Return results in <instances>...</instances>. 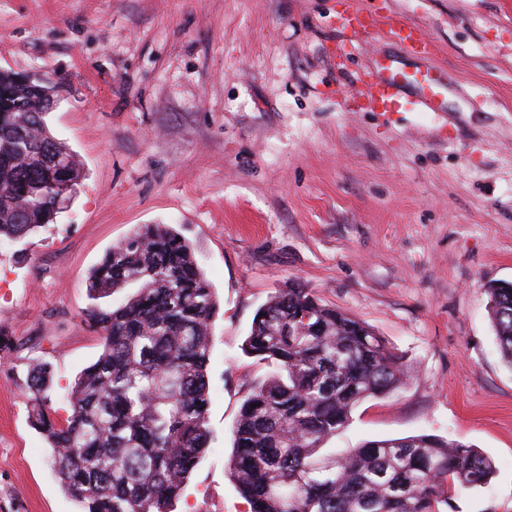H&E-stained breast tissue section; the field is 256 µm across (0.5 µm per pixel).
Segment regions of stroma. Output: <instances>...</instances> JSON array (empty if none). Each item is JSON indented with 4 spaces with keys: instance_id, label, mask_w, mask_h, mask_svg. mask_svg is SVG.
I'll list each match as a JSON object with an SVG mask.
<instances>
[{
    "instance_id": "1",
    "label": "stroma",
    "mask_w": 512,
    "mask_h": 512,
    "mask_svg": "<svg viewBox=\"0 0 512 512\" xmlns=\"http://www.w3.org/2000/svg\"><path fill=\"white\" fill-rule=\"evenodd\" d=\"M423 27L443 109L378 112L357 78L421 59L386 35L347 52L341 13ZM61 75L48 116L82 185L28 249L0 248V512H79L30 418L48 363L60 415L102 340L87 281L140 224H169L216 293L211 449L174 512H249L228 471L245 396L271 372L242 345L294 285L368 325L407 366L331 438L435 435L495 469L455 512H512V366L485 291L512 282V0H0V69Z\"/></svg>"
}]
</instances>
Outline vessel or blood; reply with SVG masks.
Instances as JSON below:
<instances>
[{"label": "vessel or blood", "mask_w": 512, "mask_h": 512, "mask_svg": "<svg viewBox=\"0 0 512 512\" xmlns=\"http://www.w3.org/2000/svg\"><path fill=\"white\" fill-rule=\"evenodd\" d=\"M342 29L351 31L354 38H362L385 31L387 36L400 42L412 55L425 57L431 53V42L424 31L405 20H369L356 22L342 18ZM448 79L445 69L405 70L395 65H384L380 69L364 73L361 80L364 92L374 106L383 112H397L407 109L413 112H435L439 109V90ZM414 89L415 95L403 98L404 89Z\"/></svg>", "instance_id": "vessel-or-blood-1"}]
</instances>
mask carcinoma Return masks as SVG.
I'll return each mask as SVG.
<instances>
[{
	"mask_svg": "<svg viewBox=\"0 0 512 512\" xmlns=\"http://www.w3.org/2000/svg\"><path fill=\"white\" fill-rule=\"evenodd\" d=\"M26 76L0 70V241L29 244L76 194L75 155L50 133ZM135 286L123 302L98 300ZM84 321L102 339L57 414L50 373L30 371L32 423L81 512H173L210 448L211 327L218 301L191 246L167 224H141L91 270ZM498 346L512 365V282L487 287ZM248 354L274 368L244 399L229 473L250 512H441L485 487L491 460L433 435L325 449L354 407L392 395L403 358L370 327L304 288L257 311Z\"/></svg>",
	"mask_w": 512,
	"mask_h": 512,
	"instance_id": "1",
	"label": "carcinoma"
}]
</instances>
